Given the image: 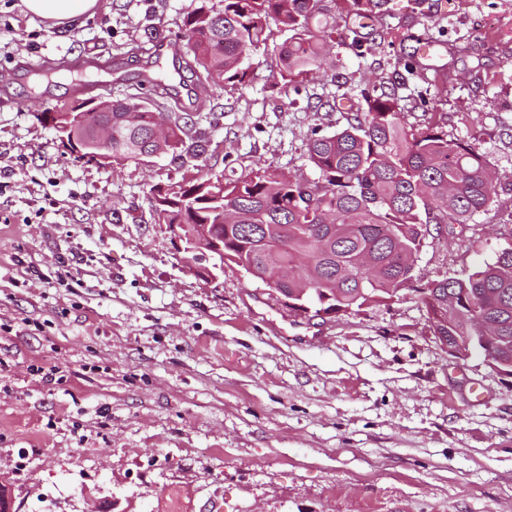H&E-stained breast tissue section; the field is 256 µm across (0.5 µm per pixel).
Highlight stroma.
<instances>
[{
  "label": "stroma",
  "mask_w": 512,
  "mask_h": 512,
  "mask_svg": "<svg viewBox=\"0 0 512 512\" xmlns=\"http://www.w3.org/2000/svg\"><path fill=\"white\" fill-rule=\"evenodd\" d=\"M203 0H99L55 26L0 0V484L15 512H512V377L431 334L417 290L512 248V0H388L300 86L277 79L288 34L251 81L174 78L199 157L112 166L64 149L44 114L142 92L160 41ZM436 40L400 82L395 56ZM84 57L103 68L81 65ZM429 84V110L413 86ZM394 92L408 125L443 119L496 173L468 224L429 227L416 290L333 318L291 311L236 264L198 272L150 189L254 164L301 180L313 128L333 132ZM56 370L46 381L42 370Z\"/></svg>",
  "instance_id": "stroma-1"
}]
</instances>
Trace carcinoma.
Here are the masks:
<instances>
[{"label": "carcinoma", "instance_id": "carcinoma-1", "mask_svg": "<svg viewBox=\"0 0 512 512\" xmlns=\"http://www.w3.org/2000/svg\"><path fill=\"white\" fill-rule=\"evenodd\" d=\"M183 20L187 58L182 69L198 76L205 92L209 74L220 81L249 78L245 60L267 39L266 20L275 18L289 37L280 51L279 77L292 82L320 63L334 40V28L320 26L324 0H220ZM386 0H352L353 27L381 13ZM367 110L332 133L313 131L307 155L318 177L300 182L257 165L218 188L201 178L194 195L171 185L172 207L157 213L161 224H186L190 238L198 224L224 221V258L246 267L291 302L314 316L345 313L391 299L414 283L415 257L430 224H466L485 210L495 192L491 169L472 144L448 137L437 124L407 129L395 94L372 89ZM91 124H112V158L136 161L144 154L185 151L204 154L209 140L173 119L164 136L151 137L155 112L137 94L112 101L110 112H81ZM223 194V205L206 193ZM305 292L304 297L298 293ZM421 302H456L443 313L440 333L450 341L481 348L471 310L495 324L497 355L512 363V248L462 277L444 275L416 289Z\"/></svg>", "mask_w": 512, "mask_h": 512}]
</instances>
